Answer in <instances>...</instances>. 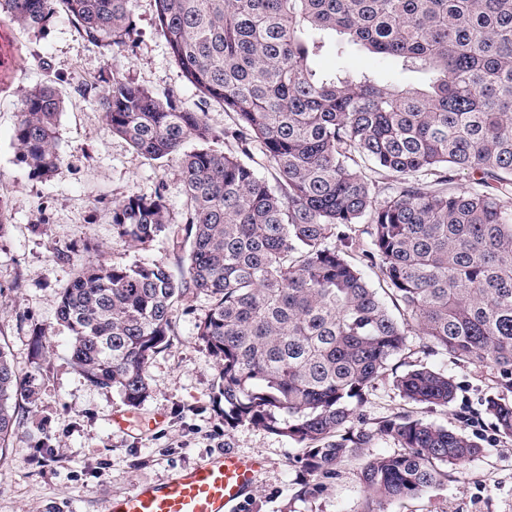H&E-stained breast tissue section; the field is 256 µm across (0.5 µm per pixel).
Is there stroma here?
Instances as JSON below:
<instances>
[{"instance_id":"stroma-1","label":"stroma","mask_w":512,"mask_h":512,"mask_svg":"<svg viewBox=\"0 0 512 512\" xmlns=\"http://www.w3.org/2000/svg\"><path fill=\"white\" fill-rule=\"evenodd\" d=\"M134 19L133 40L120 48L89 43L62 13L37 32L0 20V198L8 205L0 229V346L21 381L12 400L20 425L0 450V512H108L112 497L227 452L263 462L242 512H366L361 461L344 462L317 483L303 466L301 445L252 424L225 426L219 369L197 335L207 297L190 293L175 302L169 345L148 364L150 395L140 406L89 382L70 359L69 332L56 309L84 262L162 261L175 278L186 273L171 241L132 248L112 229L113 205L130 194L163 192L175 220L184 195L175 162L146 159L107 130L98 95L118 74L184 106L197 101L156 30L154 0H135ZM50 79L65 99L57 127L65 162L43 180L17 162L13 131L23 92ZM87 80L95 89L79 96L75 88ZM421 346V336H409L407 350L367 391L356 426L410 415L462 430L481 452L450 468L443 488L394 502L387 512H512V438L496 431L485 409L486 398L500 391L493 372L423 354ZM405 364L448 373L458 386L455 401L441 408L404 400L395 374ZM117 412L128 417L120 432L112 428ZM155 415L162 423L145 426ZM52 451L58 463L35 464V456Z\"/></svg>"}]
</instances>
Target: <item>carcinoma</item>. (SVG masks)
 I'll use <instances>...</instances> for the list:
<instances>
[{
	"label": "carcinoma",
	"instance_id": "1",
	"mask_svg": "<svg viewBox=\"0 0 512 512\" xmlns=\"http://www.w3.org/2000/svg\"><path fill=\"white\" fill-rule=\"evenodd\" d=\"M156 27L201 102L234 126L214 147L205 113L128 79L98 97L108 130L143 157L178 164L185 197L188 280L164 262L89 261L60 295L76 369L137 407L146 371L167 344L174 303L211 301L197 335L220 368L224 424L248 423L305 448L309 475L336 474L374 440L402 451L373 457L360 476L385 505L444 486L448 467L481 452L464 433L408 416L354 425L365 391L406 348L443 352L494 372L512 392V0H154ZM134 0H0V16L40 30L57 12L93 44L122 47ZM341 37L327 43L321 33ZM356 45L407 71L414 85L314 68ZM63 97L51 82L26 91L14 130L18 161L37 178L65 157L56 128ZM257 148L276 171L260 177ZM459 171L467 190L448 189ZM119 241L170 233L161 191L112 207ZM361 224V234L352 235ZM379 269L391 304L349 260ZM403 397L446 407L457 386L412 366ZM18 375L0 349V450L16 431ZM496 430L512 437V400L491 395Z\"/></svg>",
	"mask_w": 512,
	"mask_h": 512
}]
</instances>
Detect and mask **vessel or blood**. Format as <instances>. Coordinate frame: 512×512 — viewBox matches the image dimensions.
Returning a JSON list of instances; mask_svg holds the SVG:
<instances>
[{
    "mask_svg": "<svg viewBox=\"0 0 512 512\" xmlns=\"http://www.w3.org/2000/svg\"><path fill=\"white\" fill-rule=\"evenodd\" d=\"M261 468L258 459L227 453L169 482L114 497L109 512H241Z\"/></svg>",
    "mask_w": 512,
    "mask_h": 512,
    "instance_id": "1",
    "label": "vessel or blood"
}]
</instances>
